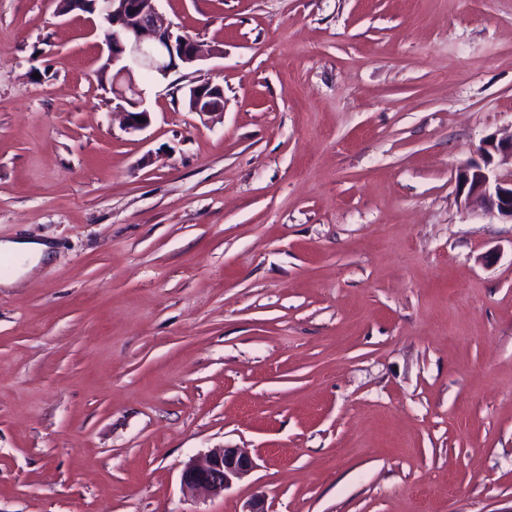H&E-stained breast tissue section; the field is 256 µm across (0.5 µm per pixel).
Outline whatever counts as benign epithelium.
<instances>
[{
    "mask_svg": "<svg viewBox=\"0 0 512 512\" xmlns=\"http://www.w3.org/2000/svg\"><path fill=\"white\" fill-rule=\"evenodd\" d=\"M159 0H56L60 16L81 12L97 16L112 30L106 39L107 52L102 67L111 73L114 99L124 110L125 129L144 130L151 123V112L144 107V90L137 76L148 71L155 78H166L179 67H190L205 55L220 56L214 48L205 51L194 39L175 31L173 23L160 10ZM189 110L211 118L224 114V91L218 85L201 83L186 93ZM141 120H136V117ZM481 161H472L458 172L466 198L481 199L486 207L506 221H512V178L498 168L512 166V138L486 139L479 149ZM252 457L241 448H214L189 462L182 471L185 492L207 491L219 494L253 470Z\"/></svg>",
    "mask_w": 512,
    "mask_h": 512,
    "instance_id": "7a95c632",
    "label": "benign epithelium"
}]
</instances>
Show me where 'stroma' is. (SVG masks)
<instances>
[{"mask_svg":"<svg viewBox=\"0 0 512 512\" xmlns=\"http://www.w3.org/2000/svg\"><path fill=\"white\" fill-rule=\"evenodd\" d=\"M220 56L121 125L106 29L0 0V512H512V0H161ZM224 90L221 120L185 93ZM254 469L217 496L213 448ZM479 152L481 162L472 161L458 172L460 186L467 189L465 202L472 197L480 198L501 219L512 222V178L498 172L499 167L508 165L512 170V136L510 139L489 137ZM51 250L50 244L39 240L0 243V255L13 259L20 267L31 265ZM254 467V460L242 448H214L185 466L181 485L186 493L207 491L219 494Z\"/></svg>","mask_w":512,"mask_h":512,"instance_id":"1","label":"stroma"}]
</instances>
